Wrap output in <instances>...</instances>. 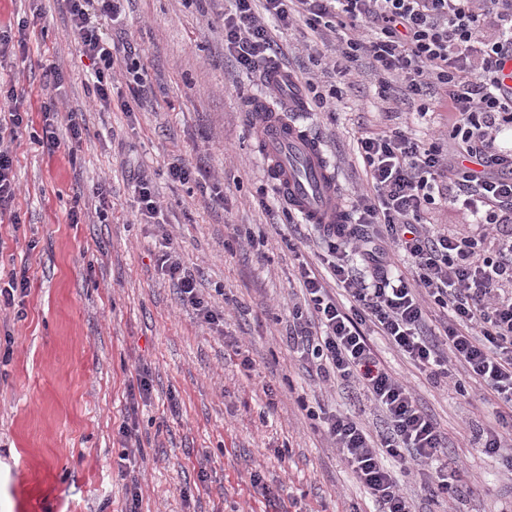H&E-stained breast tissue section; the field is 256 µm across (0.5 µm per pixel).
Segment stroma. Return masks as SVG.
Instances as JSON below:
<instances>
[{
	"label": "stroma",
	"mask_w": 512,
	"mask_h": 512,
	"mask_svg": "<svg viewBox=\"0 0 512 512\" xmlns=\"http://www.w3.org/2000/svg\"><path fill=\"white\" fill-rule=\"evenodd\" d=\"M225 0H124L122 28L144 64L150 92L133 112L96 111L88 61L69 33L64 0H41L42 29L28 31L27 60L0 63V83L14 85L25 125L14 144L20 193L18 225L0 222V272L28 266L21 305L0 308V512H126L129 488L138 512H371L373 505L344 460L327 448L320 409L350 411V390L322 396L319 381L288 348V295L298 260L282 239L281 209L266 210L257 190L269 185L246 107L259 79L239 72L224 52ZM278 60L297 79L332 71L336 37L304 25L275 32ZM317 51L318 67L307 55ZM68 75L62 111L83 113L89 135L76 154L42 153L46 98L40 61ZM344 87L335 112L296 115L335 166L339 191L353 202L366 185L356 139L363 130L398 128L442 136L448 110L440 95L386 102L368 67ZM426 116H419L420 106ZM203 157L224 183L215 206L194 184L171 182L169 156ZM167 205L168 224L137 223L130 186L141 171ZM112 188L100 219L92 189ZM81 220L70 223L71 207ZM263 235L254 249L232 243L227 225ZM175 238L185 266L224 310L216 330L182 310L173 284L157 270L161 231ZM372 342L395 373L408 378L465 466L473 487L456 512H501L512 504V472L482 449L470 430L493 420L495 407L473 393L433 386L391 350ZM256 364L249 370L243 358ZM152 385L137 411L142 453L132 476L119 469V428L140 370ZM274 409H267L264 386ZM260 473L274 492L250 485Z\"/></svg>",
	"instance_id": "35a3bbf8"
}]
</instances>
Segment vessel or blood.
I'll return each mask as SVG.
<instances>
[{"label":"vessel or blood","instance_id":"b4317fda","mask_svg":"<svg viewBox=\"0 0 512 512\" xmlns=\"http://www.w3.org/2000/svg\"><path fill=\"white\" fill-rule=\"evenodd\" d=\"M263 82L280 94L286 111H305L306 102L288 70L269 66ZM249 110L258 120V142L271 181L289 209L309 224L344 223L336 176L320 142L304 127L284 121L267 100H255Z\"/></svg>","mask_w":512,"mask_h":512}]
</instances>
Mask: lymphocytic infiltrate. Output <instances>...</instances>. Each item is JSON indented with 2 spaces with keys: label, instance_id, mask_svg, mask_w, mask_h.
<instances>
[{
  "label": "lymphocytic infiltrate",
  "instance_id": "f902f5d3",
  "mask_svg": "<svg viewBox=\"0 0 512 512\" xmlns=\"http://www.w3.org/2000/svg\"><path fill=\"white\" fill-rule=\"evenodd\" d=\"M78 51L93 63L98 111H129L130 100L149 91L135 47L111 41L100 19L117 20L121 0H65ZM224 11V50L239 71L263 72L280 46L267 19L281 27L301 20L314 31L339 36V74L368 58L381 97L395 84L408 95L444 90L453 153L439 143L402 132L367 133L357 140L368 176L352 224H322L331 271L323 278L298 264L300 294L292 304L288 341L325 384L352 388L357 399L383 414L370 428L361 416L335 412L322 418L325 436L342 456L374 512H415L404 480L415 478L429 497L464 492L461 464L448 455V438L419 405L411 387L393 375L375 352L382 336L426 378L452 385L458 394L491 396L507 415L473 428L476 447L512 458V90L503 87V63L512 59V0H229ZM127 92L115 94L116 80ZM15 89L0 90V217L13 213L19 188L13 144L23 116ZM42 133L34 141L48 153L76 152L86 134L82 113H61L55 98L41 106ZM68 142H61L57 122ZM167 175L194 184L216 203L223 185L203 163L172 157ZM132 208L141 224H165L164 208L148 173L132 186ZM470 215L475 234L460 237L424 224L440 201ZM414 275L403 277L395 255ZM155 262L176 288L181 308L206 324L223 313L208 301L184 266L169 234H162ZM441 321L427 327L429 315Z\"/></svg>",
  "mask_w": 512,
  "mask_h": 512
}]
</instances>
